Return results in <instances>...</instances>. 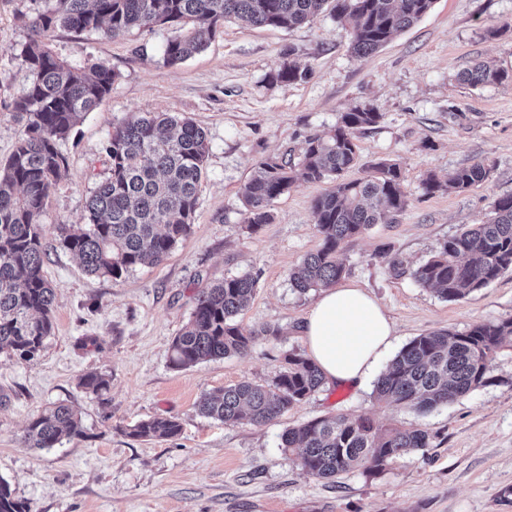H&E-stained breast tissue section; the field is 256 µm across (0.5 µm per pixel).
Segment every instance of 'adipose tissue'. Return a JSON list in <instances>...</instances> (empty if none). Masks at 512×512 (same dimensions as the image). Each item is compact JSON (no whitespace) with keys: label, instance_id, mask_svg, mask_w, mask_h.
Wrapping results in <instances>:
<instances>
[{"label":"adipose tissue","instance_id":"adipose-tissue-1","mask_svg":"<svg viewBox=\"0 0 512 512\" xmlns=\"http://www.w3.org/2000/svg\"><path fill=\"white\" fill-rule=\"evenodd\" d=\"M301 334L325 383L363 381L387 350L394 325L383 308L354 283L322 290Z\"/></svg>","mask_w":512,"mask_h":512}]
</instances>
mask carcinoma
Masks as SVG:
<instances>
[{"instance_id": "cac0c4a2", "label": "carcinoma", "mask_w": 512, "mask_h": 512, "mask_svg": "<svg viewBox=\"0 0 512 512\" xmlns=\"http://www.w3.org/2000/svg\"><path fill=\"white\" fill-rule=\"evenodd\" d=\"M331 11L353 32L352 51L364 58L407 30L431 10L434 0H32L28 17L33 36L18 54L31 82L13 102L22 133L0 164V353L31 360L54 327V288L43 274L46 252L43 217L53 188L67 170L60 149L76 124L112 92L117 74L105 63L90 69L59 58L50 47L58 29L116 36L132 28L189 24L169 39L164 60L180 64L201 52L231 18L254 26L292 28ZM307 71L285 63L276 82L305 79ZM472 86L511 80L508 71L479 63L463 73ZM381 114L371 106L342 113L325 137L305 143L300 162L269 159L243 188L251 232L273 221L272 203L298 179L331 180L334 187L315 199L313 211L321 247L291 274L304 294L338 281L345 267L340 244L405 210L397 162L381 161L377 175L345 180L356 157L357 133L375 125ZM208 152L206 132L192 120L168 112H148L112 131L106 148L108 176L87 201L84 228L62 229V243L86 272L114 279L144 264H159L191 232L198 187ZM483 162L454 171L448 186L464 190L488 178ZM406 273L450 301L460 300L512 272V195L496 199L491 218L444 241L423 264ZM256 279L226 277L198 294L192 315L171 345L170 364L187 368L246 352L254 333H244L235 317L249 304ZM512 350V318L479 323L463 333L441 330L417 336L391 360L375 384L376 399L427 411L486 385L495 361ZM271 384L241 382L219 396L205 395L202 415L223 422L263 425L283 416L324 385L318 366L300 353H288ZM82 385L101 398L109 389L103 374L91 373ZM180 423L153 417L134 425L129 436L142 441L176 437ZM81 420L64 403L33 419L26 438L36 448H52L62 438L81 437ZM423 428L381 426L368 416L337 414L286 429L281 448L309 476L332 479L355 468L374 475L396 459L429 447ZM0 512H31L0 478Z\"/></svg>"}]
</instances>
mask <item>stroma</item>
<instances>
[{"mask_svg": "<svg viewBox=\"0 0 512 512\" xmlns=\"http://www.w3.org/2000/svg\"><path fill=\"white\" fill-rule=\"evenodd\" d=\"M30 8V0H0V163L21 131L12 103L29 84L17 53L31 36ZM173 33L60 29L52 37L60 58L108 63L117 79L61 145L67 173L43 219L54 329L33 359L0 354V478L32 512H512V351L499 357L488 384L424 414L374 396L378 374L414 337L512 318L510 272L458 301L410 275L448 237L484 223L495 199L512 195V81L473 87L460 79L480 61L512 73V0H435L410 29L362 59L351 53L350 28L326 12L290 29L225 22L204 50L172 66L163 48ZM288 62L307 78L271 81ZM365 104L381 118L358 133L347 176L398 162L408 205L346 240L339 257L345 280L359 282L393 319L390 347L364 382L322 386L270 423L202 416L203 395L242 381L270 384L286 354L306 353L300 327L320 295L298 293L290 275L321 245L313 202L330 182H296L274 201L272 223L255 233L245 223L244 185L268 159L299 162L308 138L326 136L342 112ZM146 112L188 117L207 134L192 231L160 264L117 280L88 274L60 229L82 223L107 176L113 129ZM477 162L491 165L487 181L424 194L427 175L444 180ZM395 260L407 275L394 274ZM244 274L257 281L236 318L255 335L248 351L173 369L170 345L197 292ZM91 372L110 377L105 399L82 387ZM56 403L79 414L83 436L30 447V420ZM336 414L427 429L430 446L377 475L356 468L333 482L310 477L281 448V435ZM156 416L177 418L180 435L149 443L129 437L131 426Z\"/></svg>", "mask_w": 512, "mask_h": 512, "instance_id": "1", "label": "stroma"}]
</instances>
